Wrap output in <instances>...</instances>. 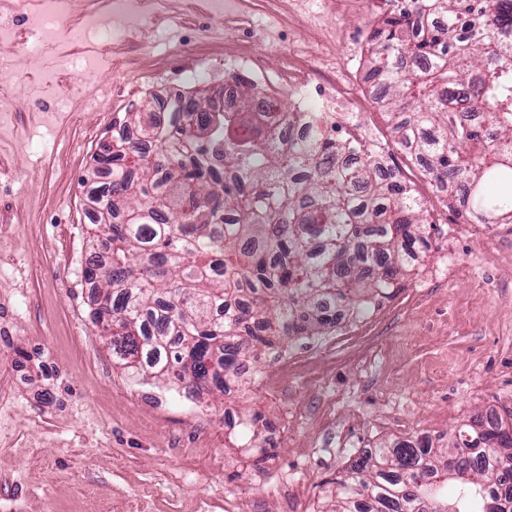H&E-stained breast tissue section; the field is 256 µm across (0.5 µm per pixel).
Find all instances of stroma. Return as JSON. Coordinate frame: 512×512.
Returning <instances> with one entry per match:
<instances>
[{
    "label": "stroma",
    "mask_w": 512,
    "mask_h": 512,
    "mask_svg": "<svg viewBox=\"0 0 512 512\" xmlns=\"http://www.w3.org/2000/svg\"><path fill=\"white\" fill-rule=\"evenodd\" d=\"M148 0L144 13H74L80 46L13 49L0 22V512H330L353 458L384 441L447 444L476 413L512 416V224L458 230L430 176L394 162L424 200L433 247L367 316L294 342L289 365L260 352L253 381L192 400L115 364L90 319V220L82 180L141 100L208 72L221 106L224 63L286 108L323 112L344 89L375 137L392 123L371 89L368 46L388 0ZM134 39L100 56L107 31ZM65 71L58 111L27 73ZM467 267L447 277L446 261ZM262 412L267 456L228 445L238 412Z\"/></svg>",
    "instance_id": "1"
}]
</instances>
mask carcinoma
Returning a JSON list of instances; mask_svg holds the SVG:
<instances>
[{
    "label": "carcinoma",
    "mask_w": 512,
    "mask_h": 512,
    "mask_svg": "<svg viewBox=\"0 0 512 512\" xmlns=\"http://www.w3.org/2000/svg\"><path fill=\"white\" fill-rule=\"evenodd\" d=\"M378 102L398 143L479 224H511L512 0H402L371 35ZM150 132L112 126V155L84 179L92 323L117 363L193 392L245 383L257 347L281 354L324 336L344 313L388 295L432 248L423 204L388 156L326 131L319 112H228L153 96ZM483 112L488 129L466 113ZM277 112L308 132L283 143ZM254 413L235 422L256 447ZM332 512H512V429L481 413L446 451L426 440L361 453ZM457 485L448 499L442 489Z\"/></svg>",
    "instance_id": "carcinoma-1"
}]
</instances>
